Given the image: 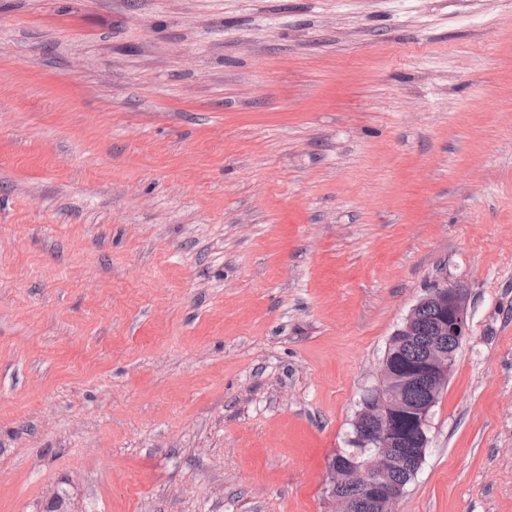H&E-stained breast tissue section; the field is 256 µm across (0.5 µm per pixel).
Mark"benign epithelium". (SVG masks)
<instances>
[{
	"mask_svg": "<svg viewBox=\"0 0 512 512\" xmlns=\"http://www.w3.org/2000/svg\"><path fill=\"white\" fill-rule=\"evenodd\" d=\"M467 299L465 283H437L392 334L390 349L414 341L419 306L432 305L430 336L420 359L399 366L385 355L377 383L362 399L357 436L371 453L331 466L327 491L335 512H396L403 491L389 476L402 464L417 470L422 463L418 449L428 447L432 407L450 377L456 351L469 337Z\"/></svg>",
	"mask_w": 512,
	"mask_h": 512,
	"instance_id": "1",
	"label": "benign epithelium"
}]
</instances>
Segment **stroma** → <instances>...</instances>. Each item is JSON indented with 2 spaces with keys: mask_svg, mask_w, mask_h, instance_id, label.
I'll return each mask as SVG.
<instances>
[{
  "mask_svg": "<svg viewBox=\"0 0 512 512\" xmlns=\"http://www.w3.org/2000/svg\"><path fill=\"white\" fill-rule=\"evenodd\" d=\"M445 280L397 510L512 512V0H0V512H333ZM468 287L464 282H442L428 289L397 328L389 341L381 364L380 377L363 397V406L357 420V436L364 448L372 451L365 459L354 456L346 461L338 458L331 462L328 497L335 512H395L403 496L402 487L410 483L422 463L418 448L429 444L428 427L433 405L446 385L455 364V353L469 337ZM431 304L434 310L428 336V323L432 315L430 305L420 307L418 323L421 331L416 340L415 322L420 305ZM427 336V344L420 359L411 365L399 366L388 355V349L403 345L397 363L412 361L420 352ZM413 343H410L414 341ZM410 343V344H409ZM408 344V345H407ZM419 390L415 402L408 394ZM408 418V426L400 425V418ZM413 436L417 448L404 447ZM409 468L389 476L399 465ZM348 489L355 491L347 494Z\"/></svg>",
  "mask_w": 512,
  "mask_h": 512,
  "instance_id": "stroma-1",
  "label": "stroma"
}]
</instances>
